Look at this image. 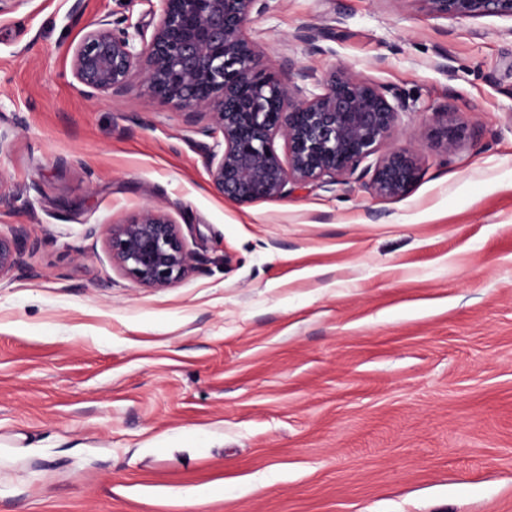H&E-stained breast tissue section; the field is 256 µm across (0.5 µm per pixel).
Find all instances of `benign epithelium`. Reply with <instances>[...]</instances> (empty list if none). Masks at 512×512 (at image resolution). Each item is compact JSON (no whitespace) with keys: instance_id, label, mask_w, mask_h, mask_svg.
Returning a JSON list of instances; mask_svg holds the SVG:
<instances>
[{"instance_id":"obj_1","label":"benign epithelium","mask_w":512,"mask_h":512,"mask_svg":"<svg viewBox=\"0 0 512 512\" xmlns=\"http://www.w3.org/2000/svg\"><path fill=\"white\" fill-rule=\"evenodd\" d=\"M150 39L136 47L126 29L100 19L73 50V75L82 92L119 93L131 76L143 75L160 102L207 115L206 132L222 137L208 171L215 189L238 204L288 196V185L346 184L366 179L374 196L406 195L422 169L406 148H390L363 166L394 134L406 103L396 94L339 68L322 81L323 91L296 97L293 82L260 64L245 36L260 0H159ZM437 17L505 16L512 0H422ZM466 126L453 112L441 113L431 135L455 153ZM288 143V161L274 147ZM24 228L0 234V280L24 266ZM106 250L124 275L142 288H165L186 278L195 258L178 225L160 208H147L113 224Z\"/></svg>"}]
</instances>
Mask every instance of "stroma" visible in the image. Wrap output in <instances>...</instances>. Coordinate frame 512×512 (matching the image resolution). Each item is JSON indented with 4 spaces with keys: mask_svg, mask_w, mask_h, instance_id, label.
Segmentation results:
<instances>
[{
    "mask_svg": "<svg viewBox=\"0 0 512 512\" xmlns=\"http://www.w3.org/2000/svg\"><path fill=\"white\" fill-rule=\"evenodd\" d=\"M106 15L158 18L0 16V233L30 238L0 280V512H512V19L267 0L261 63L304 98L337 68L398 92L389 144L424 175L240 206L211 184L207 116L137 74L81 92L73 49ZM446 110L468 128L451 156L429 134ZM152 206L196 258L166 288L105 247ZM198 486L219 493L184 500Z\"/></svg>",
    "mask_w": 512,
    "mask_h": 512,
    "instance_id": "1",
    "label": "stroma"
}]
</instances>
